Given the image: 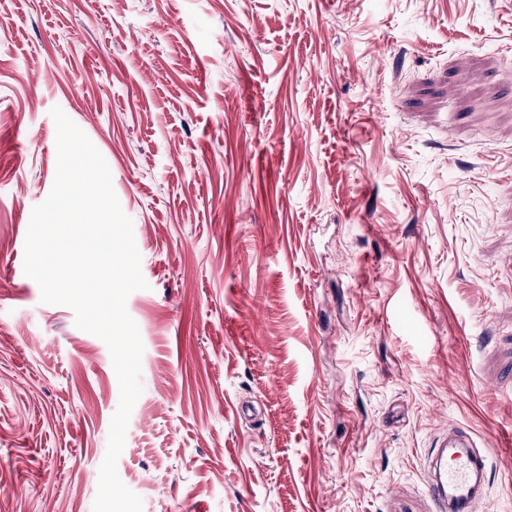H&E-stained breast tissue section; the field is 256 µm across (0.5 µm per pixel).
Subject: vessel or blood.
<instances>
[{"label": "vessel or blood", "instance_id": "vessel-or-blood-1", "mask_svg": "<svg viewBox=\"0 0 512 512\" xmlns=\"http://www.w3.org/2000/svg\"><path fill=\"white\" fill-rule=\"evenodd\" d=\"M433 459L438 472L429 490L438 512H485L488 458L467 427L453 423Z\"/></svg>", "mask_w": 512, "mask_h": 512}]
</instances>
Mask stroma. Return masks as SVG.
<instances>
[{"label": "stroma", "mask_w": 512, "mask_h": 512, "mask_svg": "<svg viewBox=\"0 0 512 512\" xmlns=\"http://www.w3.org/2000/svg\"><path fill=\"white\" fill-rule=\"evenodd\" d=\"M55 107L148 283L143 512H436L452 421L512 512V0H0V512H93L120 399L24 272Z\"/></svg>", "instance_id": "stroma-1"}]
</instances>
